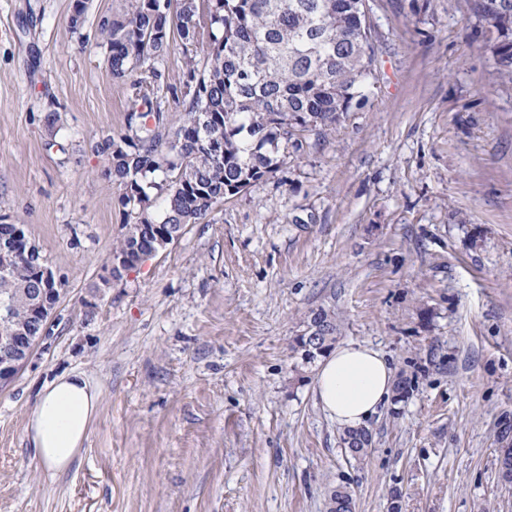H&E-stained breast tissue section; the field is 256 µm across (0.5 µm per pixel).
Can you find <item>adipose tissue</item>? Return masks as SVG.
<instances>
[{"label":"adipose tissue","instance_id":"ef3b65f1","mask_svg":"<svg viewBox=\"0 0 512 512\" xmlns=\"http://www.w3.org/2000/svg\"><path fill=\"white\" fill-rule=\"evenodd\" d=\"M394 387L385 357L370 345L337 346L319 364L314 394L340 429L360 427L385 405ZM96 387L80 373H66L46 386L26 427L30 451L49 473L65 471L83 448L99 406Z\"/></svg>","mask_w":512,"mask_h":512}]
</instances>
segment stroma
<instances>
[{
    "mask_svg": "<svg viewBox=\"0 0 512 512\" xmlns=\"http://www.w3.org/2000/svg\"><path fill=\"white\" fill-rule=\"evenodd\" d=\"M72 4L0 0V224L67 288L0 389V512H326L339 485L356 512H512V84L470 0H372L366 106L97 298L126 217L94 146L130 104L97 23L125 0L76 32ZM321 307L414 381L360 462L292 349ZM71 372L100 404L53 476L27 416Z\"/></svg>",
    "mask_w": 512,
    "mask_h": 512,
    "instance_id": "1",
    "label": "stroma"
}]
</instances>
